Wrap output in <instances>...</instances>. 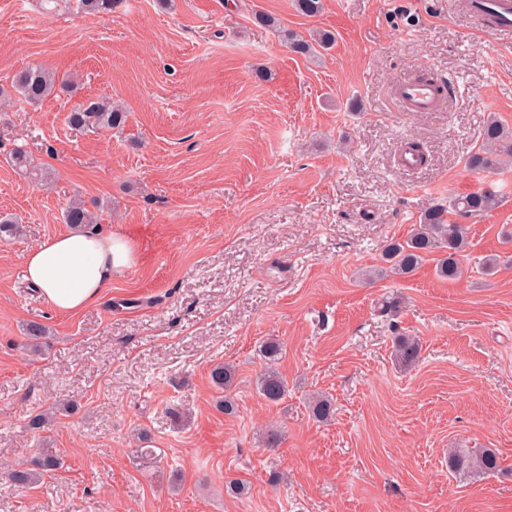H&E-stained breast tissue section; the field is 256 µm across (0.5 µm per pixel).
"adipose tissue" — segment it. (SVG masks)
<instances>
[{"label":"adipose tissue","instance_id":"ef3b65f1","mask_svg":"<svg viewBox=\"0 0 512 512\" xmlns=\"http://www.w3.org/2000/svg\"><path fill=\"white\" fill-rule=\"evenodd\" d=\"M134 262L122 237L72 232L46 239L24 261L25 279L55 310L74 313L96 304L115 270Z\"/></svg>","mask_w":512,"mask_h":512}]
</instances>
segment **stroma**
<instances>
[{
	"label": "stroma",
	"mask_w": 512,
	"mask_h": 512,
	"mask_svg": "<svg viewBox=\"0 0 512 512\" xmlns=\"http://www.w3.org/2000/svg\"><path fill=\"white\" fill-rule=\"evenodd\" d=\"M39 2L0 0V87L43 65L77 88L0 100V212L24 227L0 241V512H512V158L466 166L488 116L512 128V43L477 33L468 0H323L312 17L293 0ZM257 11L336 43L310 61ZM427 70L452 97L401 111L396 84ZM101 98L123 103V130L67 124ZM408 141L426 156L413 169L398 164ZM17 147L46 182L13 169ZM485 188L498 204L469 222L461 279L430 256L405 278H361L425 210ZM74 197L100 201L97 230L136 260L98 303L62 313L25 282L24 258L71 232ZM393 296L399 311L380 316ZM30 322L51 331L37 358ZM398 335L421 344L406 371ZM269 337L288 379L276 404L256 388ZM219 362L236 368L230 415L209 377ZM315 393L330 421L313 417ZM62 399L77 410L29 428ZM46 446L54 476L10 481ZM452 448L493 449L500 469L459 475Z\"/></svg>",
	"instance_id": "35a3bbf8"
}]
</instances>
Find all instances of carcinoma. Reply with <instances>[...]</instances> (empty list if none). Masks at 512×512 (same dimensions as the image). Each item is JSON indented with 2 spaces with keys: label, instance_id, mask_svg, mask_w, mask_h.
<instances>
[{
  "label": "carcinoma",
  "instance_id": "1",
  "mask_svg": "<svg viewBox=\"0 0 512 512\" xmlns=\"http://www.w3.org/2000/svg\"><path fill=\"white\" fill-rule=\"evenodd\" d=\"M256 22L264 27H271L280 33L290 52L308 58L319 57L322 50L335 42V34L330 31H316L305 38L284 27L271 15L261 11L254 13ZM71 84V80L42 65L28 67L16 74L12 82L13 91L29 104H39L51 96L58 88ZM126 112L121 105L107 99L90 100L75 108L68 115V123L74 127L95 126L112 130L122 127L126 122ZM506 153L512 155V129L503 125L497 118L490 117L485 126L483 144L472 153L467 166L473 170L489 169L498 164V156ZM13 166L28 177L40 180L45 171L32 165L28 151L21 147L13 151ZM497 204L495 194L489 190L479 189L449 201L448 207H435L424 213L420 223L413 225L409 235L402 241L395 240L385 249L383 261L386 267L375 270V275H409L435 252L441 253L436 265V274L442 279L456 280L462 277L463 269L458 256L471 245L470 225L466 220L480 217ZM98 202L73 200L63 214L66 224L94 229L96 217L94 209ZM48 336L46 327L31 323L26 328L27 343L33 353H38L43 340ZM266 367L257 381L261 396L269 402L276 403L288 394V382L278 371L275 364L282 354L279 340L267 339L260 349ZM420 354L419 343L409 337L395 338V355L400 366H413ZM235 377V368L229 364H217L210 371L212 384L229 391ZM453 470L457 473L481 471L490 473L498 469V457L487 448H461L448 454ZM61 465L58 456L47 448L30 461L28 466L14 469L10 479L14 483L34 487Z\"/></svg>",
  "mask_w": 512,
  "mask_h": 512
}]
</instances>
